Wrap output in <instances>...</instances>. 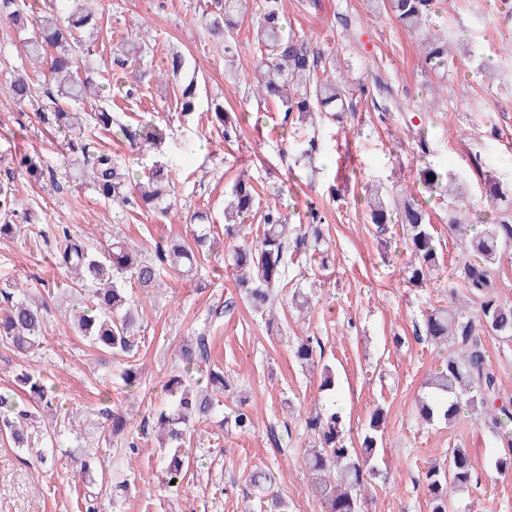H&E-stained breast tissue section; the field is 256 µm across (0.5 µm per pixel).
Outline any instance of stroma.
<instances>
[{
    "label": "stroma",
    "instance_id": "stroma-1",
    "mask_svg": "<svg viewBox=\"0 0 512 512\" xmlns=\"http://www.w3.org/2000/svg\"><path fill=\"white\" fill-rule=\"evenodd\" d=\"M93 2L98 33L89 62L110 78L103 109L113 123L133 127L150 120L167 131L143 152L100 128L87 130L83 142L89 151L106 150L132 163L140 176L165 164L175 181L177 214L166 220L112 204L89 184L67 180L61 166L66 136L33 107L0 95V182L12 186L18 211L31 216L15 237L0 238V287L28 285L45 303L38 349L20 354L0 346V391L15 388L16 373L25 369L48 379L57 397L56 409L39 411L34 423L36 447L52 451L46 465H37L30 450L0 442V512H83L91 481L105 486L98 512H257L258 502H246L244 489L248 474L265 466L291 512H323L301 467L310 438L306 418L325 398L320 371L302 370L295 357L297 340L306 335L318 338L322 361L334 373L347 437L359 441L373 411L384 414L383 446L372 461L363 512H431L424 475L429 466L445 464L452 448L466 449L475 467L472 485L454 497L455 512H512V470L495 466L512 451V433L484 426L467 409L449 422L427 423L418 414L427 377L454 350L419 333L424 314L447 304L454 269L467 257L448 229V202L421 195L438 261L430 281L417 288L400 272L408 257L401 227H394L390 248H383L365 219L363 199L369 185L417 187L427 163L458 179L478 216L488 209L482 170L512 187V18L488 21L487 0H437L434 30L465 50L433 72L421 65L420 36L395 19L387 0H282L289 27L321 43L347 86L344 118L317 128L321 152L310 166L298 162V144L284 134L279 109L248 92L245 77L256 58L251 26L237 29L241 53L233 74L224 65L223 45L200 23L211 0ZM343 15L361 22L359 39L343 32ZM137 38L144 39L153 68L163 67L171 51L184 54L202 99L242 114L236 140L224 142L205 112H180L177 80L144 78L134 66L113 68V48ZM27 65L19 35L0 20V86ZM378 77L389 90L383 110L373 104ZM420 130L429 141L424 154L417 148ZM25 155L39 157L54 177L36 180L17 170L14 159ZM241 175L261 205L286 213L311 207L324 218L318 244L328 248L329 258L312 251L302 264L288 266L276 299L278 330L268 331L247 305L223 252L214 251L193 276L169 269L163 287L134 289L143 336L134 358L100 351L71 332L81 286L55 261L62 231L99 252L117 234L150 254L158 243L190 239L194 213L206 212L222 224L224 194ZM298 290L313 293L304 316L293 300ZM201 335L208 359L193 367L192 379L223 371L245 398L254 427L241 434L214 419L196 423L186 450L193 464L175 490L165 484L155 434L142 429L169 400L164 381L179 364L180 344ZM482 343L500 381L499 395L512 409V340L486 336ZM129 365L139 374L132 388L120 379ZM107 407L127 419L120 434L101 414ZM273 427L288 428L282 440L287 454L274 447ZM138 438L143 444L137 455L128 444ZM91 454L95 463L81 473Z\"/></svg>",
    "mask_w": 512,
    "mask_h": 512
}]
</instances>
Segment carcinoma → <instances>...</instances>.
Instances as JSON below:
<instances>
[{
  "mask_svg": "<svg viewBox=\"0 0 512 512\" xmlns=\"http://www.w3.org/2000/svg\"><path fill=\"white\" fill-rule=\"evenodd\" d=\"M435 0H389V9L406 28L425 31L429 27ZM253 7H248V4ZM251 15L252 32L258 58L254 66L255 90L261 101H274L284 112L283 126L292 129L314 120V116L331 113L342 118L346 111V85L327 73V56L318 43L288 31L283 23L279 0H224L218 12L203 16L210 34L224 42V58L234 65L237 40L233 31L245 15ZM0 18L25 34L22 47L27 59L40 64L49 61L48 82L55 87L49 96L55 128L68 135L70 142L81 140L89 127L109 129L112 113L105 110L87 112L81 104L101 96L104 85L97 82L89 70H81L80 59L92 54L90 35L97 30L93 10L85 0H50L48 10L34 17L28 14L20 0H0ZM145 47L136 41L122 46V54L113 56V63L124 68L142 61ZM453 57L448 40L429 39L423 62L437 71ZM181 112H193L199 103L197 84L190 80L179 88ZM18 104L32 101L33 90L29 77L21 75L5 88ZM213 118L224 140L237 138L238 118L225 112L219 104L213 107ZM131 145L143 148L155 145L163 138V128L148 121L136 128L118 126L113 133ZM73 155L64 162L69 176L87 181L97 195L132 209L146 208L159 217H168L172 204L168 203L174 185L169 173L156 165L149 173L138 177L129 168L115 162L110 153L100 152L94 157ZM419 185L427 192L450 196L448 225L450 230L467 237L466 248L471 258L455 270L459 287L481 300L480 310L473 313L468 303L451 292L446 306L434 307L426 313L422 330L431 341L448 338L461 344L460 353L448 356L440 370L427 383V397L420 401L423 419L436 417L453 420L466 408L477 416L488 418L495 428L502 419L512 421L508 408L495 406L498 384L495 374L487 368L481 336L488 333L512 338V303L501 302L494 296V265L512 245V206L501 207L508 193L492 178L485 179L486 196L491 202L494 217L475 229L467 223L463 211L467 209L464 192L456 188V180L437 167L426 165L419 172ZM260 207L256 190L239 179L228 193L224 208V239L230 242L228 262L236 272L238 287L245 290L246 299L254 310L266 317V323L276 321L275 288L284 281L288 257L307 248L308 239L302 233V224L291 223V217L276 207H266L262 224L256 229V238L246 240V219ZM0 214L17 215L11 189L0 183ZM366 218L380 233L389 225L399 224L403 238L413 259L403 268L405 281L414 287L430 280L436 266L437 251L433 227L425 206L416 198V191L407 189L392 196L380 185L368 190ZM65 246L60 251V263L81 283L91 285V294L82 300L83 310L75 317L72 328L77 335L102 351L124 355L137 346L134 328L138 308L129 295L126 283L133 281L140 288H159L161 274L166 269L190 273L197 268L200 253L211 247L209 233L193 235V244L171 243L156 247L150 257L134 249L125 240L115 236L102 253L93 254L64 235ZM23 299L12 304L0 316V341L13 351L29 352L40 346L44 332L41 309L29 296V289L19 287ZM319 342L308 335L298 342V359L315 364ZM204 353L203 338H197L180 348L179 356L188 368L198 362ZM16 384L25 397L0 393V437L17 448H31L27 428L35 415L34 404L43 409L53 407V390L46 380L26 370L15 376ZM171 397L168 408L158 413L156 433L161 447L167 449L162 457L166 483L180 485L185 479V456L181 448L191 441L194 422L206 420L219 413L224 396L233 388L224 379V373H208L206 389H198L186 382L182 374H173L165 384ZM240 433L253 427L251 413L237 407L233 415L224 417ZM381 410L371 415L364 429L361 448L346 446L341 413L336 405L316 411L306 420L314 441L304 449L302 461L311 479V488L322 501L325 512H360V501L366 489L367 476L374 474L368 463L374 457L381 435ZM473 463L460 448L448 453V467H431L425 473L427 492L433 500L432 512H449L452 493L471 485ZM253 495L266 505V512H288V502L274 490V476L269 470L257 469L248 475Z\"/></svg>",
  "mask_w": 512,
  "mask_h": 512,
  "instance_id": "cac0c4a2",
  "label": "carcinoma"
}]
</instances>
